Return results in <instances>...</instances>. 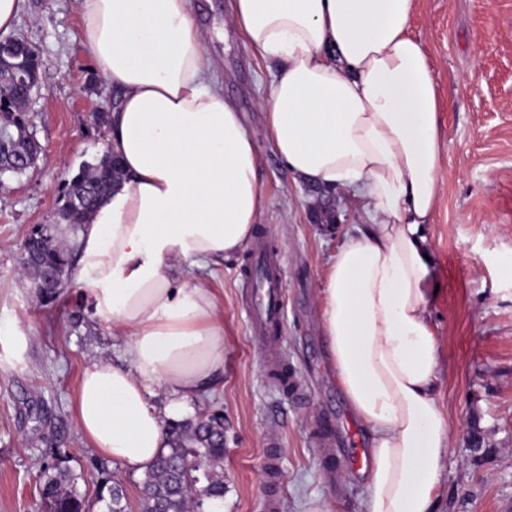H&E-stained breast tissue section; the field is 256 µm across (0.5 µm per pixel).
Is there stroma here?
<instances>
[{"label":"stroma","mask_w":512,"mask_h":512,"mask_svg":"<svg viewBox=\"0 0 512 512\" xmlns=\"http://www.w3.org/2000/svg\"><path fill=\"white\" fill-rule=\"evenodd\" d=\"M230 0H192L208 50L224 65V94L241 111L261 155L266 204L255 236L284 262L281 357L300 392L284 395L250 328L246 285L251 249L225 263L212 281L224 308V378L193 411L224 418V497L203 512H266L267 439L277 436L281 483L278 512H304L328 495L339 512H358L365 493L354 466L366 448L362 426L328 372L316 294L323 271L358 205L345 192L295 183L270 150L258 103L269 77L243 39L224 26ZM78 0H23L12 36L28 42L49 83L29 118L44 150L35 167L0 177V325H18L24 351L0 337V512H40L38 484L65 471L95 503L103 481L119 484L129 512H140L141 476L101 456L84 437L75 393L93 360H119L122 337L98 322L80 291L79 275L52 302L20 272L24 243L38 224L54 242L76 245L63 224L66 183L96 164L109 131L98 114L117 93L93 71L80 40ZM412 33L425 45L444 110L442 185L427 236L434 254L431 306L445 369L439 402L450 419L451 450L439 512H512V0H418ZM337 224L324 233L317 218ZM480 430L481 457L468 447Z\"/></svg>","instance_id":"35a3bbf8"}]
</instances>
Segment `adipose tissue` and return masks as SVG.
I'll return each mask as SVG.
<instances>
[{"instance_id":"ef3b65f1","label":"adipose tissue","mask_w":512,"mask_h":512,"mask_svg":"<svg viewBox=\"0 0 512 512\" xmlns=\"http://www.w3.org/2000/svg\"><path fill=\"white\" fill-rule=\"evenodd\" d=\"M417 0H232L224 19L279 62L259 107L294 182L358 199L318 291L325 362L367 436L360 512H437L450 448L427 286L426 226L441 189V104L411 33ZM81 40L119 93L109 148L124 179L81 229L84 293L125 336L87 365L83 434L136 472L169 421L224 376V314L210 284L264 211L261 156L189 0H80ZM164 389L166 403L152 402Z\"/></svg>"}]
</instances>
